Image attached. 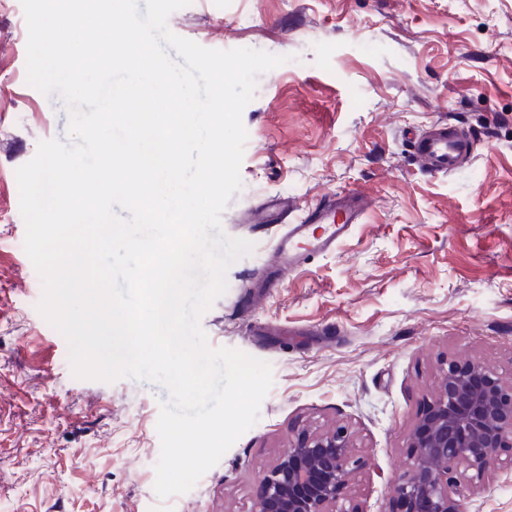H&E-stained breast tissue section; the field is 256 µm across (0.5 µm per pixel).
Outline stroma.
<instances>
[{
    "instance_id": "stroma-1",
    "label": "stroma",
    "mask_w": 512,
    "mask_h": 512,
    "mask_svg": "<svg viewBox=\"0 0 512 512\" xmlns=\"http://www.w3.org/2000/svg\"><path fill=\"white\" fill-rule=\"evenodd\" d=\"M167 26L208 49L288 58L243 111V186L222 215L254 249L200 321L211 347L270 363L273 384L257 423L189 492L156 494L167 390L76 378L37 310L15 171L39 142L67 141L69 118L27 84L21 0H0V512H253L290 441L336 423L366 459L345 498L391 512L440 364L476 359L512 383V0H192ZM436 119L476 146L431 175L409 136ZM341 191L368 195L363 223L256 296L282 229L251 231L249 211ZM461 503L512 512V473Z\"/></svg>"
}]
</instances>
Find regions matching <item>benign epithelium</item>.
<instances>
[{"label": "benign epithelium", "mask_w": 512, "mask_h": 512, "mask_svg": "<svg viewBox=\"0 0 512 512\" xmlns=\"http://www.w3.org/2000/svg\"><path fill=\"white\" fill-rule=\"evenodd\" d=\"M408 441L391 512H460L453 495L512 463V385L480 362L447 360ZM364 466L348 426L304 435L263 474L254 512H358L343 493Z\"/></svg>", "instance_id": "7a95c632"}]
</instances>
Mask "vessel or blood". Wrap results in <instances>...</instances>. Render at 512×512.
I'll return each mask as SVG.
<instances>
[{"instance_id": "1", "label": "vessel or blood", "mask_w": 512, "mask_h": 512, "mask_svg": "<svg viewBox=\"0 0 512 512\" xmlns=\"http://www.w3.org/2000/svg\"><path fill=\"white\" fill-rule=\"evenodd\" d=\"M429 173L445 174L457 169L475 149L474 141L453 124L436 121L412 144ZM365 199L355 192H341L309 208L305 214L286 224L278 236L275 250L283 267L293 269L307 256L322 255L335 249L354 224L360 223Z\"/></svg>"}]
</instances>
